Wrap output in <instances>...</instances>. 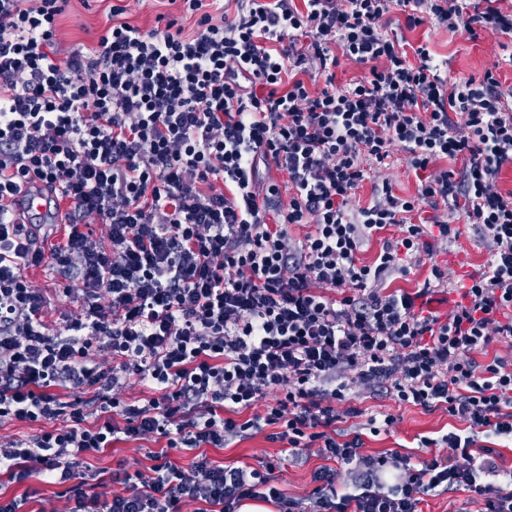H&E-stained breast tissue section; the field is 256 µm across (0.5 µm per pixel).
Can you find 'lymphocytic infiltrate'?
<instances>
[{
    "label": "lymphocytic infiltrate",
    "mask_w": 512,
    "mask_h": 512,
    "mask_svg": "<svg viewBox=\"0 0 512 512\" xmlns=\"http://www.w3.org/2000/svg\"><path fill=\"white\" fill-rule=\"evenodd\" d=\"M178 2L147 31L112 5L107 34L63 60L68 0H0V424L41 427L0 444V472L21 484L41 471L65 512H238L247 500L419 512L423 495L462 488L484 512H512V471L477 446L487 432L512 438V357L488 353L512 342V193L498 185L512 164V85L500 79L512 54L451 79L428 41L406 37L426 25L512 37V12L501 0ZM345 60L365 71L340 84ZM398 151L415 194L385 180L357 204ZM32 179L66 203L62 225L14 222L12 196ZM452 211L478 226L489 259L442 316L429 308L448 287L441 267L410 291L381 284L459 237ZM46 261L62 282L52 294L26 276ZM55 295L78 309L53 327ZM133 381L150 394L129 403ZM358 384L466 422L420 441L451 462L362 453L363 431L396 419L345 430L361 414ZM266 428L289 455L323 459L310 507L272 486L279 460L206 454ZM130 440L160 443L147 470L107 480L86 466ZM173 449L195 456L179 466Z\"/></svg>",
    "instance_id": "obj_1"
}]
</instances>
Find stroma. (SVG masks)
I'll return each instance as SVG.
<instances>
[{"mask_svg": "<svg viewBox=\"0 0 512 512\" xmlns=\"http://www.w3.org/2000/svg\"><path fill=\"white\" fill-rule=\"evenodd\" d=\"M112 0H70L64 14L58 21L57 38L62 51H69L79 44L91 45L98 41L111 25L109 9ZM425 38L430 42L434 53L448 62V75L452 78L478 76L504 53V37L483 36L471 41L466 37L439 27L419 28L408 32L409 42ZM461 235L456 243L435 246L432 254L424 256L423 263L410 275H393L386 283V288H414L423 283L428 276L431 265H439L448 270V285L455 288L465 283V276L448 265L449 256L462 253L469 260L473 270H482L489 253L486 242L477 232L475 225L464 224L460 227ZM353 403L364 415L390 414L396 423L389 430L380 434H365L363 451L378 454L396 451L405 455L420 454L431 456L428 448H419L421 437L437 438L446 432L464 429V422L449 417L444 409L427 411L418 406L401 405L392 396L374 391L365 386L353 390ZM152 441H124L104 452L89 456L88 464L93 470L110 475L117 466L134 470L149 466L147 453L155 449ZM282 443L267 439L265 433H257L243 440L230 442L224 448L208 449L207 454L219 464H248L258 466L261 459L268 456L283 457L282 470L278 483L287 495L302 497L312 490L313 471L322 466L323 461L315 450H308L302 459L286 457ZM55 486L43 482L41 476H33L25 484L17 485L0 475V497L8 499L26 493L30 496L32 512H41L43 507L54 506L62 512L64 503L55 499Z\"/></svg>", "mask_w": 512, "mask_h": 512, "instance_id": "stroma-1", "label": "stroma"}]
</instances>
